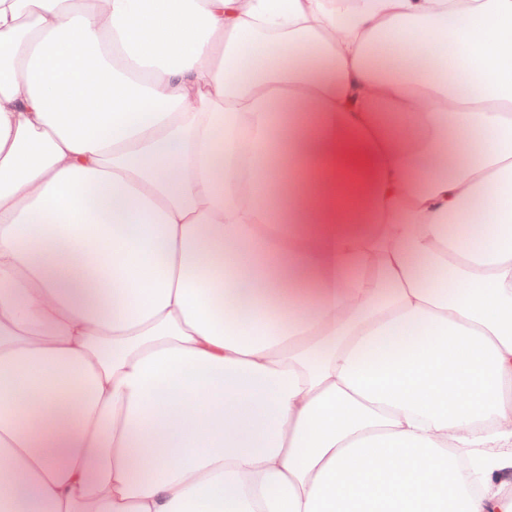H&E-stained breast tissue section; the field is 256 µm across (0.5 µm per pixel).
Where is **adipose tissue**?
<instances>
[{"label":"adipose tissue","mask_w":512,"mask_h":512,"mask_svg":"<svg viewBox=\"0 0 512 512\" xmlns=\"http://www.w3.org/2000/svg\"><path fill=\"white\" fill-rule=\"evenodd\" d=\"M512 512V0H0V512Z\"/></svg>","instance_id":"adipose-tissue-1"}]
</instances>
